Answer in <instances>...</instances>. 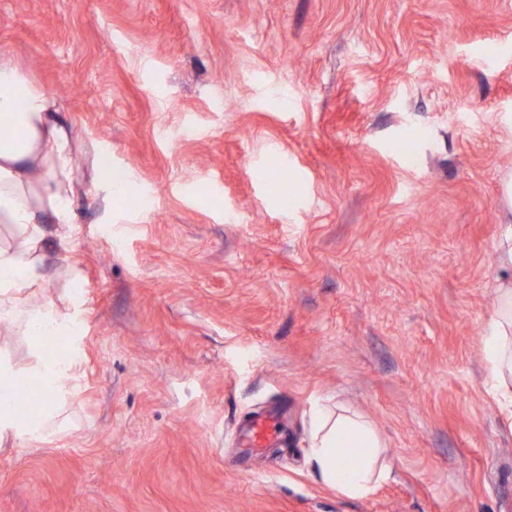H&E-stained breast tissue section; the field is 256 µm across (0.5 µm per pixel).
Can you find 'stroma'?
Masks as SVG:
<instances>
[{
    "label": "stroma",
    "mask_w": 512,
    "mask_h": 512,
    "mask_svg": "<svg viewBox=\"0 0 512 512\" xmlns=\"http://www.w3.org/2000/svg\"><path fill=\"white\" fill-rule=\"evenodd\" d=\"M0 59L72 130L84 351L67 430L0 449V512H512V0H0ZM325 401L383 441L363 498L307 463ZM272 408L287 446L246 457ZM501 233L497 243L496 306L484 336V360L490 389L512 420V173L501 180Z\"/></svg>",
    "instance_id": "1"
}]
</instances>
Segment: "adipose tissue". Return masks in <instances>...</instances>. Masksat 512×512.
Wrapping results in <instances>:
<instances>
[{"label":"adipose tissue","instance_id":"adipose-tissue-1","mask_svg":"<svg viewBox=\"0 0 512 512\" xmlns=\"http://www.w3.org/2000/svg\"><path fill=\"white\" fill-rule=\"evenodd\" d=\"M501 233L497 243L496 306L484 338L490 389L512 420V173L501 180ZM71 134L56 102L32 87L6 62H0V334L22 336L30 360L19 364L0 345V447L51 438L62 427L69 382L81 364L77 346L80 323L50 297L32 301L45 280L48 252L70 282L79 272L72 260L75 201ZM65 332L61 352L44 350L43 339ZM18 379L42 391L38 415H16ZM372 426L342 407L317 405L310 422V467L326 485L349 497L368 495L388 480L391 468Z\"/></svg>","mask_w":512,"mask_h":512}]
</instances>
